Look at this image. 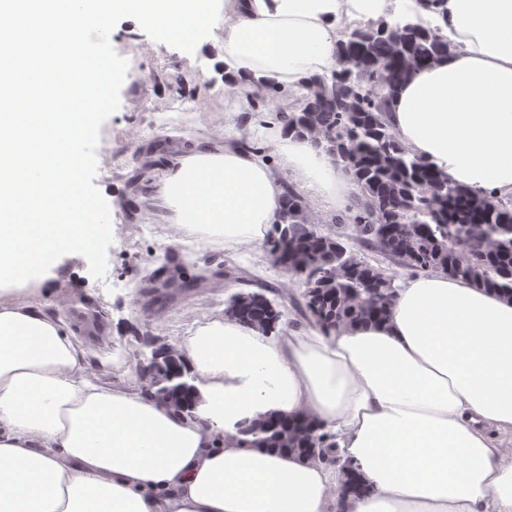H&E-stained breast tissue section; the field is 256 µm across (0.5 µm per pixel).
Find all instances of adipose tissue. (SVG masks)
Here are the masks:
<instances>
[{
  "mask_svg": "<svg viewBox=\"0 0 512 512\" xmlns=\"http://www.w3.org/2000/svg\"><path fill=\"white\" fill-rule=\"evenodd\" d=\"M393 0H84L82 20L120 15L202 48L235 87L303 94L336 64L347 23ZM447 53L395 88L387 120L449 180L512 197V0H405ZM70 0H0V512H512V297L436 271L401 281L386 318L331 334H265L216 315L174 348L190 409L91 375L61 321L20 300L58 253L107 225L80 190L83 67L68 55ZM276 163L204 140L147 171L177 240L259 247L285 181L344 209L353 177L310 137L249 120ZM271 417L334 434L370 487L320 457L257 442Z\"/></svg>",
  "mask_w": 512,
  "mask_h": 512,
  "instance_id": "1",
  "label": "adipose tissue"
}]
</instances>
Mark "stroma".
Here are the masks:
<instances>
[{
  "label": "stroma",
  "mask_w": 512,
  "mask_h": 512,
  "mask_svg": "<svg viewBox=\"0 0 512 512\" xmlns=\"http://www.w3.org/2000/svg\"><path fill=\"white\" fill-rule=\"evenodd\" d=\"M111 61L130 70L122 86L107 90L103 110L93 113L98 151L85 158L81 191L112 213V230L77 254L58 255L31 298L50 315L66 316L74 339L87 352L90 369L112 384L150 387V351L143 336L160 345L191 336L209 317L224 312L229 297L260 284L289 315L290 327L309 321L297 310L303 288L268 257L220 244L190 250L173 243L167 223L144 178L149 168H165L173 148L192 149L202 138L238 137L254 115L251 98L224 83V71L210 55L175 41L157 40L146 27L124 18L112 22ZM244 110L235 123L227 112ZM185 257L181 274L198 280L186 292L168 288L160 300L143 294L147 280L168 255ZM69 305L59 309V295Z\"/></svg>",
  "instance_id": "1"
}]
</instances>
